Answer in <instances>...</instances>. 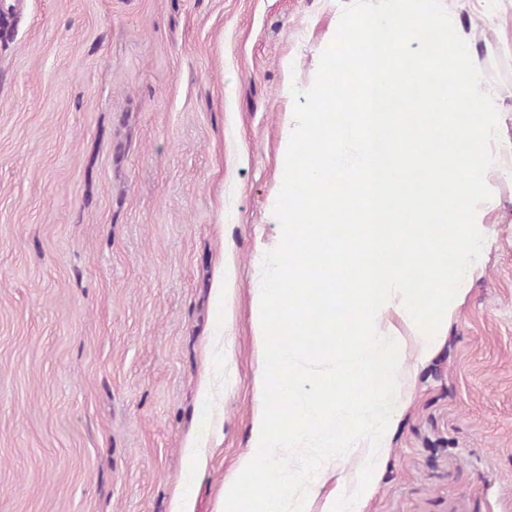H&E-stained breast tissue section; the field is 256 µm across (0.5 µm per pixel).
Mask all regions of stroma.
Listing matches in <instances>:
<instances>
[{"instance_id": "35a3bbf8", "label": "stroma", "mask_w": 512, "mask_h": 512, "mask_svg": "<svg viewBox=\"0 0 512 512\" xmlns=\"http://www.w3.org/2000/svg\"><path fill=\"white\" fill-rule=\"evenodd\" d=\"M0 37V512H216L251 444L253 321L280 241V153L342 0H8ZM501 93L512 0H441ZM362 512H512V178ZM232 289L216 303L221 258ZM223 328L204 475L185 448Z\"/></svg>"}]
</instances>
